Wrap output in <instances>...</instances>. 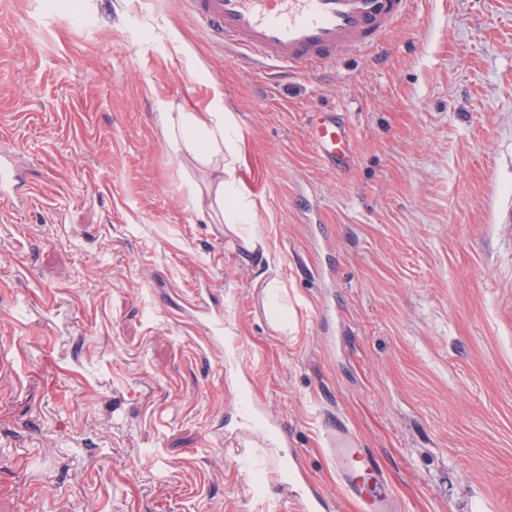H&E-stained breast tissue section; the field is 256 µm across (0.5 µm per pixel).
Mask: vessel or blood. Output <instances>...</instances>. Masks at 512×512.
Here are the masks:
<instances>
[{
	"label": "vessel or blood",
	"mask_w": 512,
	"mask_h": 512,
	"mask_svg": "<svg viewBox=\"0 0 512 512\" xmlns=\"http://www.w3.org/2000/svg\"><path fill=\"white\" fill-rule=\"evenodd\" d=\"M220 45L244 51L260 63L313 75L332 67L340 52H368L406 17L412 0H181ZM312 142L327 166L346 172L353 159L344 121L332 112L312 122ZM336 477L348 499L363 496L351 465L350 439L337 432L331 449Z\"/></svg>",
	"instance_id": "obj_1"
}]
</instances>
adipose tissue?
<instances>
[{
    "label": "adipose tissue",
    "mask_w": 512,
    "mask_h": 512,
    "mask_svg": "<svg viewBox=\"0 0 512 512\" xmlns=\"http://www.w3.org/2000/svg\"><path fill=\"white\" fill-rule=\"evenodd\" d=\"M161 120L175 149L200 151L218 209L241 216L240 225L233 228L234 233L244 240L250 252L267 255L266 239L251 228L257 219L255 205L249 201L246 187L236 175L243 145L235 115L224 105L223 88L216 84L210 86L204 111L165 112Z\"/></svg>",
    "instance_id": "ef3b65f1"
}]
</instances>
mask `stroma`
Here are the masks:
<instances>
[{"label": "stroma", "instance_id": "1", "mask_svg": "<svg viewBox=\"0 0 512 512\" xmlns=\"http://www.w3.org/2000/svg\"><path fill=\"white\" fill-rule=\"evenodd\" d=\"M212 84L266 260L203 217L204 170L162 130ZM314 110L344 115L347 174ZM0 156L11 512H295L269 424L335 512L375 510L347 503L334 428L394 512H512V0H413L373 56L286 81L181 0H0ZM312 142L327 166L345 173L353 159L351 140L344 121L335 112H319L312 122ZM269 301V315L272 321L282 327L288 326V309L280 307L277 304L275 289L279 288V282L276 278H271L264 284Z\"/></svg>", "mask_w": 512, "mask_h": 512}]
</instances>
